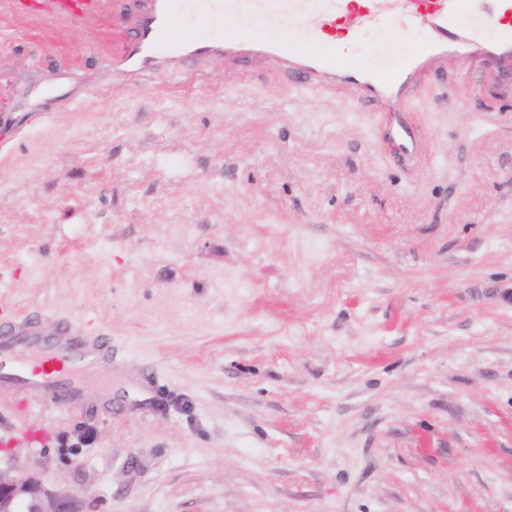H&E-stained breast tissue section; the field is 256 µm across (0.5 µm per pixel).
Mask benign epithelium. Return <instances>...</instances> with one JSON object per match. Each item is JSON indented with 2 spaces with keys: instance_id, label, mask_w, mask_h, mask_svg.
<instances>
[{
  "instance_id": "obj_1",
  "label": "benign epithelium",
  "mask_w": 512,
  "mask_h": 512,
  "mask_svg": "<svg viewBox=\"0 0 512 512\" xmlns=\"http://www.w3.org/2000/svg\"><path fill=\"white\" fill-rule=\"evenodd\" d=\"M0 512H84L81 499L49 488L34 475L0 469Z\"/></svg>"
}]
</instances>
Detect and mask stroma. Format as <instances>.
<instances>
[{
	"label": "stroma",
	"mask_w": 512,
	"mask_h": 512,
	"mask_svg": "<svg viewBox=\"0 0 512 512\" xmlns=\"http://www.w3.org/2000/svg\"><path fill=\"white\" fill-rule=\"evenodd\" d=\"M69 57L84 101L40 112L66 59L0 36V303L112 361L77 404L1 390L0 467L85 512H512V76L426 74L407 167L341 89L244 66L101 93L96 50Z\"/></svg>",
	"instance_id": "obj_1"
}]
</instances>
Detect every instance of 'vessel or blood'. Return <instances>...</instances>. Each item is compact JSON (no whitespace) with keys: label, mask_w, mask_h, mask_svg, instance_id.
Instances as JSON below:
<instances>
[{"label":"vessel or blood","mask_w":512,"mask_h":512,"mask_svg":"<svg viewBox=\"0 0 512 512\" xmlns=\"http://www.w3.org/2000/svg\"><path fill=\"white\" fill-rule=\"evenodd\" d=\"M474 0H138L125 28L112 29L109 0H0V12L32 28L34 39L53 37L61 28L85 18L99 22L100 36L114 39L118 51L103 69L113 82L136 86L163 74L179 80L186 64L212 59L225 67L244 63L268 65L304 89L331 90L345 85L373 111L388 113L384 137L402 161L413 163L424 151L420 133L403 115L412 111L419 76L446 63L449 56L492 61L499 75L512 74V0H494L495 22L501 31L488 40L482 20L460 26ZM216 21L257 19L278 28L301 25L308 46L287 40L257 41L234 31L224 37L188 40L180 29L195 14ZM419 28L423 40L393 71L363 69L352 64L361 34L395 26ZM70 74L58 75L43 91L41 111L55 112L79 100ZM31 346L43 347L45 364L24 359ZM112 339L58 320L45 335L38 320H17L13 310L0 308V389L38 392L51 403L79 402L83 389L72 374L111 361Z\"/></svg>","instance_id":"obj_1"}]
</instances>
